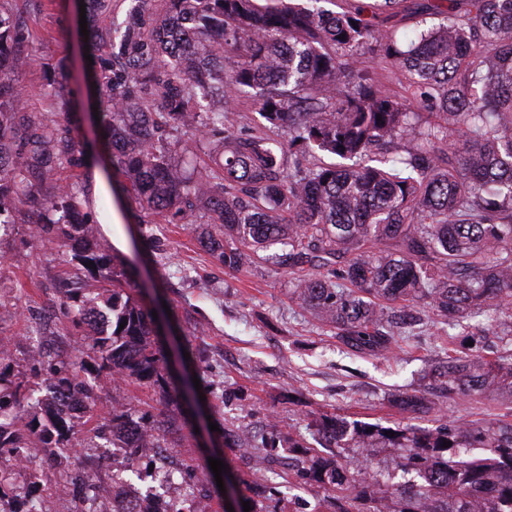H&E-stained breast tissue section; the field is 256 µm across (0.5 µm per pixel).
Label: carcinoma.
Listing matches in <instances>:
<instances>
[{"instance_id": "1", "label": "carcinoma", "mask_w": 512, "mask_h": 512, "mask_svg": "<svg viewBox=\"0 0 512 512\" xmlns=\"http://www.w3.org/2000/svg\"><path fill=\"white\" fill-rule=\"evenodd\" d=\"M448 2L446 20L399 48L381 14H336L293 0H129L112 21V0H84L87 45L99 125L110 135L111 167L146 213L175 224L196 203L208 211L210 249L236 269L277 245L301 278V305L338 330L355 350L387 352L423 322L418 306L453 326L493 310L512 343V0ZM42 0H0L1 216L30 225L47 244L70 251L74 278L61 283L63 309L83 345L72 358L32 356L30 382L0 366V410L24 416L23 429L0 422V463L22 448H73L78 422L61 398L80 397L96 437L140 433L131 461L165 459L163 430L122 409L99 413L101 386L80 376L93 356L114 381L162 379L152 317L124 291V271L100 281L96 232L85 220L82 189L60 183L78 167V131L68 114L25 120L18 74L33 63L23 46V14ZM243 51L224 66V47ZM377 48L418 90L410 108L381 86L345 74L358 51ZM242 98L258 105L264 130L241 134L224 112ZM277 130L281 139L270 136ZM208 147L211 163L185 161V134ZM458 134L464 148L449 143ZM410 139L405 153L393 151ZM321 151L339 163L291 157ZM64 225L50 236L44 216ZM124 328H119L120 323ZM450 399L512 395V351L488 359L457 349L436 374ZM400 411H427L419 395L398 396ZM324 416L328 448H358L355 480L345 465L317 454L296 460V474L336 494V512H512V423L397 427ZM450 441L452 445L443 447ZM241 455H258L236 434ZM396 448L420 481L394 493L373 490L378 448ZM468 448H490L475 457Z\"/></svg>"}]
</instances>
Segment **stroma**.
Instances as JSON below:
<instances>
[{"label":"stroma","mask_w":512,"mask_h":512,"mask_svg":"<svg viewBox=\"0 0 512 512\" xmlns=\"http://www.w3.org/2000/svg\"><path fill=\"white\" fill-rule=\"evenodd\" d=\"M433 0H401L391 23L399 44H406L420 25L442 23L429 13ZM26 52L36 59L18 76L29 92L28 116L42 121L54 109L44 96L45 64L67 62L70 79L60 101L85 100L84 53L75 37L72 9L49 5L28 14ZM382 84L391 94L412 102L415 90L407 76L386 66L378 52H361L352 66ZM125 250L99 238L97 252L107 258L99 277L112 265L132 268L131 286L159 317L156 348L165 373L158 383L110 382L101 392L102 410L127 408L133 419H166L170 453L167 465L191 472L198 494L209 496L211 512H224L208 463L223 461L237 474L261 469L264 480L240 484L236 493L272 512H298L300 503L317 512H335L332 499L314 481L299 480L288 459L305 456L316 446V423L322 416L380 423L385 427L432 429L443 423L473 422L483 426L512 421V400L474 402L439 397L426 415L402 413L391 403L393 393L427 388L433 365L448 354L446 326L437 321L417 326L399 340L392 355L355 352L337 338L294 296L296 278L288 268L265 256L231 270L206 245V224H123ZM71 254H62L33 238L27 225L0 231V341L9 344L11 366L23 371L35 351L67 357L78 336L59 308L60 282L75 272ZM199 378L203 399L192 406L163 405V390L174 379ZM217 430H210V423ZM248 432L267 460L254 465L224 444L225 431ZM299 440L300 448L288 446ZM60 449L40 453L36 481L30 470L13 467L11 481L28 486L40 512H53L57 495Z\"/></svg>","instance_id":"35a3bbf8"}]
</instances>
